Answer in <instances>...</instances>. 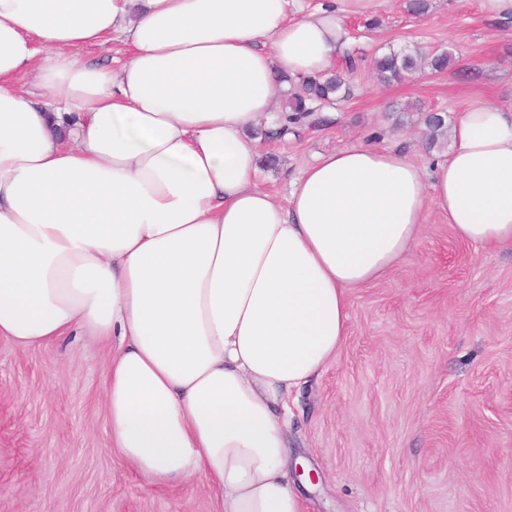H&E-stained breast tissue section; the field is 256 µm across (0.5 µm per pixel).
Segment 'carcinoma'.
I'll return each instance as SVG.
<instances>
[{"label":"carcinoma","instance_id":"obj_1","mask_svg":"<svg viewBox=\"0 0 512 512\" xmlns=\"http://www.w3.org/2000/svg\"><path fill=\"white\" fill-rule=\"evenodd\" d=\"M453 62V54L447 50L422 52L415 47L407 50H391L374 57L372 68L380 83H391L412 76L419 71L429 69L444 72ZM281 81L290 84L284 94L281 105L280 128L275 136L281 137L288 131L316 121L315 113L319 105H333L350 96V86L338 71L309 75L298 82L284 74ZM429 131L430 144H445L448 134L446 117L437 112H430L424 118Z\"/></svg>","mask_w":512,"mask_h":512}]
</instances>
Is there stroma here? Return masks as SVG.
I'll use <instances>...</instances> for the list:
<instances>
[{
  "label": "stroma",
  "mask_w": 512,
  "mask_h": 512,
  "mask_svg": "<svg viewBox=\"0 0 512 512\" xmlns=\"http://www.w3.org/2000/svg\"><path fill=\"white\" fill-rule=\"evenodd\" d=\"M381 0L348 14L358 59L330 122L258 138L257 184L286 198L325 153L403 148L432 171L421 114L456 126L474 99L512 105V20L479 0ZM450 50L454 66L380 84L374 55ZM350 329L323 376L291 397V461L305 512H512V249L464 243L429 210L382 279L349 293ZM111 348L80 332L23 350L0 338V512H215L201 481L149 484L125 466L103 402Z\"/></svg>",
  "instance_id": "1"
}]
</instances>
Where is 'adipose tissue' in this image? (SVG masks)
Here are the masks:
<instances>
[{
	"label": "adipose tissue",
	"mask_w": 512,
	"mask_h": 512,
	"mask_svg": "<svg viewBox=\"0 0 512 512\" xmlns=\"http://www.w3.org/2000/svg\"><path fill=\"white\" fill-rule=\"evenodd\" d=\"M338 0H0V337L114 345L110 441L216 512H303L289 399L343 346L351 289L414 246L429 209L512 248V107L477 100L432 175L406 151L321 155L287 200L250 131L279 74L333 69ZM119 42V73L76 49ZM37 70L40 99L17 87ZM73 147H66V140Z\"/></svg>",
	"instance_id": "ef3b65f1"
}]
</instances>
